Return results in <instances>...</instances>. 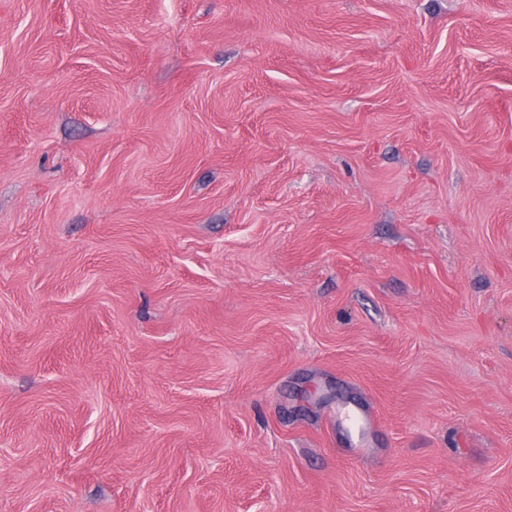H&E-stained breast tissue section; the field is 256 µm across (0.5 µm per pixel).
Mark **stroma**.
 <instances>
[{"instance_id":"35a3bbf8","label":"stroma","mask_w":512,"mask_h":512,"mask_svg":"<svg viewBox=\"0 0 512 512\" xmlns=\"http://www.w3.org/2000/svg\"><path fill=\"white\" fill-rule=\"evenodd\" d=\"M0 512H512V0H0Z\"/></svg>"}]
</instances>
